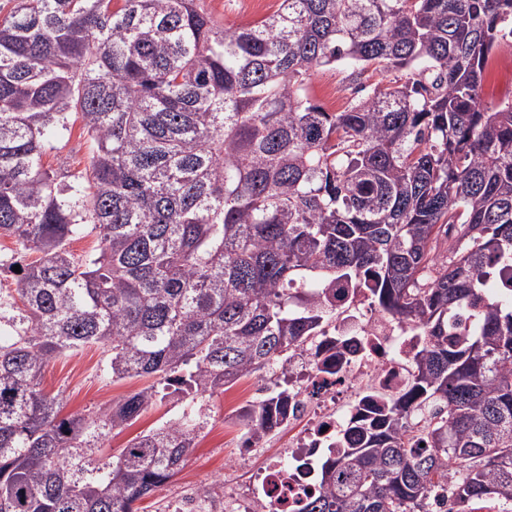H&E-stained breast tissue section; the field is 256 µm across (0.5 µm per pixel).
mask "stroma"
<instances>
[{
	"mask_svg": "<svg viewBox=\"0 0 512 512\" xmlns=\"http://www.w3.org/2000/svg\"><path fill=\"white\" fill-rule=\"evenodd\" d=\"M279 0H205L204 7L216 23L236 28L252 23L274 12ZM308 90L313 100L326 111L345 110L355 99L354 87L344 79L341 68H322L310 78ZM480 98L487 104L512 101V44L498 48L485 72ZM52 148L43 158L46 168L60 176L82 170L89 159L92 144L87 139L81 120H74L65 137L51 135ZM145 378L112 380L105 368V356L98 346L89 345L52 361L44 371L41 387L56 397L64 417L90 410L107 408L112 401L148 386ZM264 386L262 373L242 379L224 393L198 398L204 424L198 432L197 446L179 473L137 501L139 512H167L168 504L184 489H199L235 476L231 464L239 458L237 412L257 399ZM181 403L166 398L149 406L140 417L123 430L112 432L105 442L103 461L119 456L123 448L137 436L156 426L176 419Z\"/></svg>",
	"mask_w": 512,
	"mask_h": 512,
	"instance_id": "35a3bbf8",
	"label": "stroma"
}]
</instances>
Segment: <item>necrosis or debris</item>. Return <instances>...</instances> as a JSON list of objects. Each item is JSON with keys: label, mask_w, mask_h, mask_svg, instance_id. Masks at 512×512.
Listing matches in <instances>:
<instances>
[{"label": "necrosis or debris", "mask_w": 512, "mask_h": 512, "mask_svg": "<svg viewBox=\"0 0 512 512\" xmlns=\"http://www.w3.org/2000/svg\"><path fill=\"white\" fill-rule=\"evenodd\" d=\"M336 308L323 336L267 376L270 384L288 386L282 424L298 427L293 445L247 484L228 480L206 496L185 492L170 512H297L318 490L316 457L410 389L418 330L383 314L361 288L337 287Z\"/></svg>", "instance_id": "obj_1"}]
</instances>
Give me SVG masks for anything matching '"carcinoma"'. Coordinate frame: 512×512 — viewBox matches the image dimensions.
I'll return each instance as SVG.
<instances>
[{
  "label": "carcinoma",
  "instance_id": "cac0c4a2",
  "mask_svg": "<svg viewBox=\"0 0 512 512\" xmlns=\"http://www.w3.org/2000/svg\"><path fill=\"white\" fill-rule=\"evenodd\" d=\"M8 2L0 238L21 260L0 290V512H134L192 455L200 416L102 463L112 430L276 365L322 334L340 282L423 343L411 390L344 434L302 512L512 506V101L479 94L512 0H281L236 29L203 0ZM336 66L412 78L327 112L307 85ZM73 114L93 149L68 182L43 156ZM85 224L98 245L77 257ZM94 344L112 378L156 383L61 418L43 371ZM287 401L236 423L263 438Z\"/></svg>",
  "mask_w": 512,
  "mask_h": 512
}]
</instances>
